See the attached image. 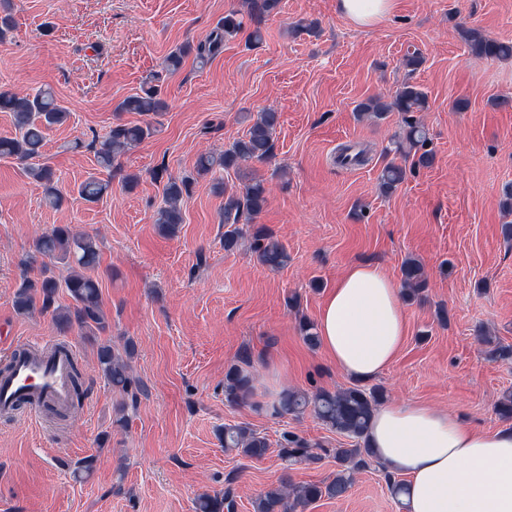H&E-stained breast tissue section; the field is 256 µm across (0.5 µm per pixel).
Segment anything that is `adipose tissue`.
<instances>
[{"label":"adipose tissue","mask_w":512,"mask_h":512,"mask_svg":"<svg viewBox=\"0 0 512 512\" xmlns=\"http://www.w3.org/2000/svg\"><path fill=\"white\" fill-rule=\"evenodd\" d=\"M317 332L349 377L379 376L407 334L399 289L377 266H351L325 297ZM369 441L388 472L407 478L403 512H512V428L489 433L452 411L387 403L374 413Z\"/></svg>","instance_id":"obj_1"}]
</instances>
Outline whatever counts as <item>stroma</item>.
Returning a JSON list of instances; mask_svg holds the SVG:
<instances>
[{
    "label": "stroma",
    "instance_id": "1",
    "mask_svg": "<svg viewBox=\"0 0 512 512\" xmlns=\"http://www.w3.org/2000/svg\"><path fill=\"white\" fill-rule=\"evenodd\" d=\"M14 28L0 43V87L18 93L52 89L70 117L45 132L40 163L67 197L52 208L42 186L12 158H0V354L11 343L52 340L51 315L17 314L21 269L37 234L59 224L96 236L95 276L110 327L95 337L72 331L87 395L63 421L49 412L0 415V512H195L199 494L232 487L236 512L280 479L319 483L336 473L321 463L282 460L276 444L291 430L328 448L346 439L312 413L279 416L224 401V374L250 352L257 388L312 392L351 386L323 349L309 348L300 320L316 321L327 289L355 264L401 281L406 257L428 276L425 298L404 301L407 336L374 383L389 402L448 408L467 425L494 431V411L512 391V363L492 358L480 332L512 345V241L504 240V204L512 196V59L475 55L462 36L476 29L512 43V0H395L372 27L353 24L338 0H280L247 47L253 27L245 0H13ZM241 33L201 63L184 58L167 78L166 112L146 119L118 111L166 56L204 39L229 13ZM419 68L406 67L408 51ZM406 83L427 95L418 115L436 158L409 173L390 195L379 188L402 116L360 121L355 106L391 101ZM281 114L275 156L255 164L272 191L259 223L285 246L290 261L263 266L241 240L224 248V192L235 171L197 175L205 151L243 138L251 118ZM152 121L155 133L118 156L111 170L96 150L112 125ZM366 150L361 166L336 162L339 145ZM193 176L175 236L161 234L163 185L153 172ZM140 177L134 190L125 175ZM111 187L98 202L78 194L90 176ZM447 323L437 319L438 307ZM133 341L132 365L148 393L113 430L121 396L103 378L99 344ZM244 422L270 449L250 460L223 449L224 425ZM96 456L93 474L75 479L77 461ZM308 512H401L378 463L360 471L348 495L322 499Z\"/></svg>",
    "mask_w": 512,
    "mask_h": 512
}]
</instances>
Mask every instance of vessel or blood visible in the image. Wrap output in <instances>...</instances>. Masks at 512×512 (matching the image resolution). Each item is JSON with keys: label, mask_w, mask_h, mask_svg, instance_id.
<instances>
[{"label": "vessel or blood", "mask_w": 512, "mask_h": 512, "mask_svg": "<svg viewBox=\"0 0 512 512\" xmlns=\"http://www.w3.org/2000/svg\"><path fill=\"white\" fill-rule=\"evenodd\" d=\"M76 359V348L67 342L56 347L30 341L12 350L9 370L0 373V412L11 413L21 405L33 411L68 406Z\"/></svg>", "instance_id": "vessel-or-blood-1"}]
</instances>
